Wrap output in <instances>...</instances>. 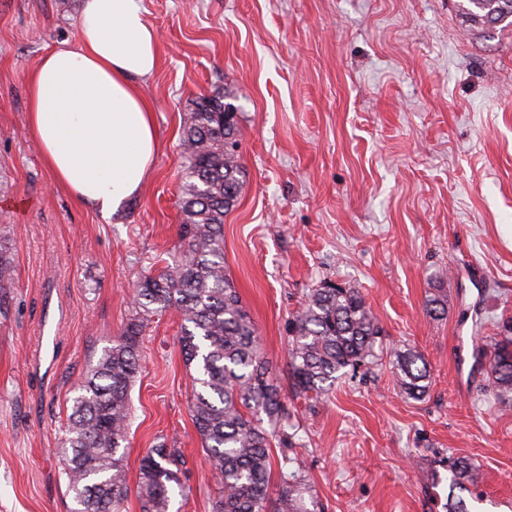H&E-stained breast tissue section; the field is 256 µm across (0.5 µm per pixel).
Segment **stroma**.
Instances as JSON below:
<instances>
[{
  "instance_id": "obj_1",
  "label": "stroma",
  "mask_w": 512,
  "mask_h": 512,
  "mask_svg": "<svg viewBox=\"0 0 512 512\" xmlns=\"http://www.w3.org/2000/svg\"><path fill=\"white\" fill-rule=\"evenodd\" d=\"M161 56L144 90L160 149L110 219L59 185L26 133V77L78 38L81 0H0V238L14 283L0 301V512H71L61 460L78 385L133 314L130 292L178 242L183 117L204 97L239 113L227 274L279 378L285 328L311 288H357L384 361L321 396L283 395L295 457L324 512H447L448 467L481 473L470 512H512V411L473 350L512 326V26L486 41L457 0H142ZM444 315L427 310L432 295ZM175 310L154 316L130 389L123 512L140 461L180 448L185 496L221 492L188 408L193 367ZM426 359L427 395L396 386L394 352Z\"/></svg>"
}]
</instances>
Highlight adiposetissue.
<instances>
[{"mask_svg": "<svg viewBox=\"0 0 512 512\" xmlns=\"http://www.w3.org/2000/svg\"><path fill=\"white\" fill-rule=\"evenodd\" d=\"M78 30L29 72L26 129L56 181L106 218L152 172L158 140L141 81L160 40L142 0H83Z\"/></svg>", "mask_w": 512, "mask_h": 512, "instance_id": "obj_1", "label": "adipose tissue"}]
</instances>
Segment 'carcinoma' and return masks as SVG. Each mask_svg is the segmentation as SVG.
<instances>
[{
  "mask_svg": "<svg viewBox=\"0 0 512 512\" xmlns=\"http://www.w3.org/2000/svg\"><path fill=\"white\" fill-rule=\"evenodd\" d=\"M459 12L484 37L512 25V0H461ZM237 113L220 98H204L186 113L182 147L187 162L179 253L157 275L139 281L134 314L79 384L63 442L72 512H121L128 484L123 464L141 336L151 318L174 309L182 320L180 346L195 366L190 412L210 471L223 495L214 512H321L294 461L282 455V482L271 497L273 440L288 445L289 413L278 378L261 352L256 325L224 268V215L241 182ZM14 280L13 259L0 244V300ZM288 377L299 394L321 395L348 371L379 365L382 330L358 289L325 282L309 290L288 319ZM500 407H512V337L483 351ZM394 376L404 395L420 399L430 370L422 354L395 355ZM186 461L160 444L141 460V512H168ZM465 458L449 469L448 512H469L461 493L477 482Z\"/></svg>",
  "mask_w": 512,
  "mask_h": 512,
  "instance_id": "1",
  "label": "carcinoma"
}]
</instances>
